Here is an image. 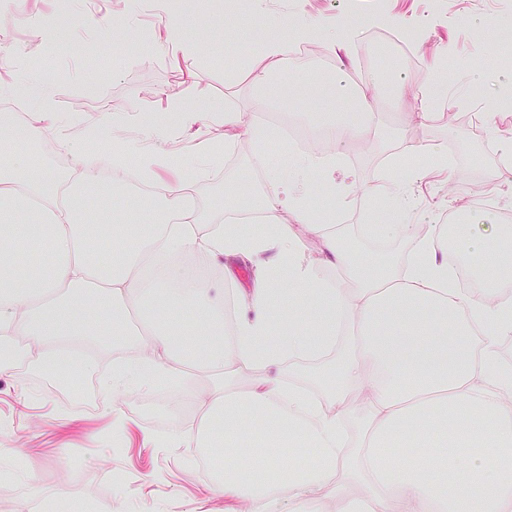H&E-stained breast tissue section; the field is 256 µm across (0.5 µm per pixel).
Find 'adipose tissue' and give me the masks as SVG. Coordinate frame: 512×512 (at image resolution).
<instances>
[{
    "label": "adipose tissue",
    "mask_w": 512,
    "mask_h": 512,
    "mask_svg": "<svg viewBox=\"0 0 512 512\" xmlns=\"http://www.w3.org/2000/svg\"><path fill=\"white\" fill-rule=\"evenodd\" d=\"M261 54L267 66L255 73L248 109L213 112L186 92L169 98L163 113L138 120L141 141H123L137 159L135 171L151 192L120 216L112 214V182L126 176L108 153L88 155L85 146L61 142L72 157L59 173L40 166L16 141L41 138L54 115L51 81L32 72L0 77V94H22L33 104L31 119L14 122L0 140L8 166L0 169V372L12 357L30 358L38 348L52 367L77 363L74 344L91 335L90 319L103 334L149 346L153 354L117 361L113 391L131 384L152 389L162 373L179 375L202 366L215 379L198 397V448L219 449L224 466L216 486L245 501L249 512H512V375L499 366L501 337L512 334V225L496 212L473 214L455 240L482 298L457 285L441 244L438 225L414 226L415 200L405 179L387 175L389 199L383 223L368 234L397 237L409 250L400 269L370 257L354 258L335 225L319 221L310 196L312 177L342 189L351 174L334 158L299 154L282 159L264 153L266 190L225 188L232 210H258L274 221L293 214L294 224L256 234L238 225H210L188 182L163 179L165 156L157 144L175 126H196L213 114L225 136L259 143L277 132L257 121L272 99L271 69L287 61L295 41L268 21ZM336 98L354 101L329 137L343 145L369 132L382 84L395 97L407 93L406 76L385 81L370 75L365 90H353L343 68L328 78ZM153 143V150L141 147ZM111 182V183H112ZM320 242L312 259L305 237ZM205 256L253 263L248 290L234 294L232 327L214 306L207 283L188 285L178 258ZM341 274L325 282L319 267ZM287 285L288 302L271 304L276 285ZM201 313L208 328L190 336L176 324L182 309ZM465 318L449 332L448 317ZM482 333L478 346L467 338ZM353 347L342 358L337 380L290 385L281 372L291 361H308L338 332ZM251 372L242 388L235 374Z\"/></svg>",
    "instance_id": "ef3b65f1"
}]
</instances>
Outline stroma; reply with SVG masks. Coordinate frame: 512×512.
<instances>
[{"label":"stroma","mask_w":512,"mask_h":512,"mask_svg":"<svg viewBox=\"0 0 512 512\" xmlns=\"http://www.w3.org/2000/svg\"><path fill=\"white\" fill-rule=\"evenodd\" d=\"M43 9L67 17L65 37L55 51L45 52L32 27L15 21L0 34V57L8 56L11 46L21 47V56L10 58L11 68L22 74L36 60L45 63L54 81L56 124L46 128L41 142L46 163H68V155L57 148L60 138L83 140L89 127L115 112L124 118V135L137 137L131 120L135 112L158 111L160 90L175 96L189 87L197 98L227 110L249 105L253 67L246 58L257 48L260 21L236 13L234 0H192L194 48L176 66L161 46L163 17L155 0H46ZM265 14L289 24V36L298 37L306 49L308 71L319 72L321 65L341 59L356 86L380 68L379 49L386 41L385 29L368 24V17L385 14L422 32L413 44L415 63L405 70L408 95L399 101L384 96L369 133L341 151L356 185L337 204L335 222L353 246L396 262L407 251L406 243L377 244L361 233L374 202L386 199L365 189L379 183L395 158L403 168L423 171L412 184L414 223L447 224L466 206L464 189L480 186L488 187L501 217L512 218V189L488 178L500 161L489 149L490 133L477 135L443 118L425 127L412 120L422 90L435 75L443 80V92L459 100L461 111L486 112L474 88L455 82L454 75L474 65L487 87L496 88L501 63L512 57V0H265ZM89 15L99 17V24H87ZM340 16L358 29L344 56H337L330 43L297 31L307 21L330 29ZM419 140L449 145L448 172L431 170L429 162L409 153ZM195 142V131L175 129L164 146L171 163L162 175L191 179L201 206L223 214L225 174L242 176L256 169L258 146L249 138H235L224 159L214 162L197 156ZM127 354L112 337H98L91 364L80 370L96 382L91 404L75 401L65 388L68 375L44 371L40 361L0 373V456L15 469L12 479H0V512H47L46 503L62 492L94 512H238L239 502L216 489L210 471L199 465L201 449L155 440L162 433L187 431L194 423L190 417H170L188 396L180 382L150 392L130 385L117 393L100 384L113 360Z\"/></svg>","instance_id":"obj_1"}]
</instances>
